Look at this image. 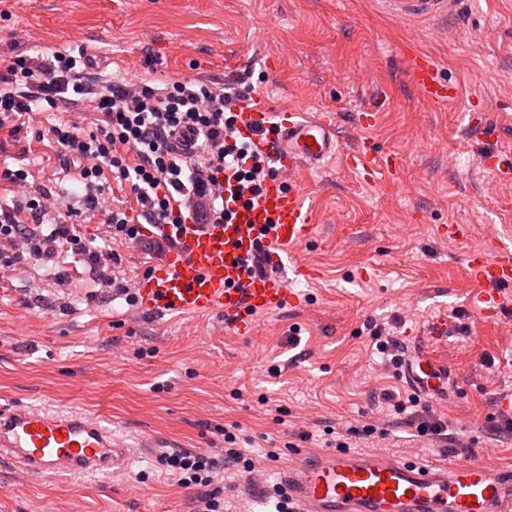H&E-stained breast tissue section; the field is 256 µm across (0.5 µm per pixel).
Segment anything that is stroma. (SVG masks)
Here are the masks:
<instances>
[{
  "instance_id": "1",
  "label": "stroma",
  "mask_w": 512,
  "mask_h": 512,
  "mask_svg": "<svg viewBox=\"0 0 512 512\" xmlns=\"http://www.w3.org/2000/svg\"><path fill=\"white\" fill-rule=\"evenodd\" d=\"M0 31L21 48L83 45L106 72L145 76L157 68L213 82L250 71L266 111L303 104L338 119L345 150L365 140L397 160L394 176L363 182L343 154L294 180L314 226L301 249L310 278L293 280L295 305L259 315L252 334L218 315L137 314L94 283L73 258L0 267V404L85 410L130 439L158 437L220 452L239 426L263 470L228 471L224 512L251 504L288 466L293 448H320L323 432L387 419L382 389L408 391L372 350L369 324L407 342L447 317L435 349L454 373L435 401L470 440L465 457L512 465V439L496 434L495 403L512 390V323L483 321L468 254L485 236L512 244V181L481 164L512 150V0H466L434 35L385 12L380 0H7ZM432 56L458 99L435 105L410 84L406 53ZM380 111L362 129L354 115ZM483 115V130L469 115ZM0 164L26 165L35 184L75 190L51 140L0 139ZM465 224L458 243L442 237ZM69 283L61 287L58 275ZM309 439H301V432ZM277 446L280 458L263 453ZM431 465L455 453L393 425L383 444ZM156 448H141L112 475L33 477L0 464V512H194L196 492L162 472Z\"/></svg>"
}]
</instances>
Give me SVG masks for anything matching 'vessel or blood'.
Here are the masks:
<instances>
[{
  "label": "vessel or blood",
  "instance_id": "obj_1",
  "mask_svg": "<svg viewBox=\"0 0 512 512\" xmlns=\"http://www.w3.org/2000/svg\"><path fill=\"white\" fill-rule=\"evenodd\" d=\"M387 11L407 21H430L457 9L460 0H382ZM412 85L430 103L456 99V85L442 79L437 61L424 53L407 57ZM336 119L326 112L293 108L272 114L259 102L245 105L237 122L240 136L254 138L276 172L252 203L237 206L232 223L211 219L209 198H191L190 218L173 237L165 264L140 275L134 283L137 310L142 314L177 311L220 314L230 328L250 329L258 314L280 310L293 296L280 266L293 276L309 268L289 255V248L311 238L313 226L300 193L288 185L305 168L345 154L348 166L372 173L376 156L368 143L343 152L336 137ZM265 138H255L257 129ZM266 255L275 271L261 273L251 265ZM468 266L481 283L479 313L490 322L505 314L498 303L500 287L512 283V246L491 237L482 251L468 255ZM448 335V320L431 321L423 337L408 345L402 375L417 393L447 397L453 377L433 351ZM160 442H133L101 416L30 405L0 406V463L28 475H109L127 467L138 448ZM295 462L281 483L293 512H512V469L462 458L432 467L418 459L386 452L329 448L296 449Z\"/></svg>",
  "mask_w": 512,
  "mask_h": 512
}]
</instances>
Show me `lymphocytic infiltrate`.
Here are the masks:
<instances>
[{
  "instance_id": "1",
  "label": "lymphocytic infiltrate",
  "mask_w": 512,
  "mask_h": 512,
  "mask_svg": "<svg viewBox=\"0 0 512 512\" xmlns=\"http://www.w3.org/2000/svg\"><path fill=\"white\" fill-rule=\"evenodd\" d=\"M252 92L248 75L229 83L198 77L174 78L163 72L127 79L101 71L86 47L33 53L8 45L0 49V131L31 134L57 143L67 164L77 171L78 203L48 188L32 187L27 168L4 169L0 180L22 188L13 204L0 205V264L25 261L43 265L72 256L83 263L101 287L135 297L128 282L115 275L121 257L91 247L76 224L101 219L110 239L141 241V223H185L180 206L189 194L213 200L216 223L228 216L224 175L232 173L250 193H259L275 172L250 140L232 138L241 103ZM56 113L47 126L34 124L35 114ZM130 192L135 210L107 206V194ZM395 415L429 439L455 443L448 423L421 404L417 395L385 393ZM223 455L188 449L162 453L159 464L176 473L186 487L198 488L196 512H223L221 471L253 460L237 448V436L225 431Z\"/></svg>"
}]
</instances>
